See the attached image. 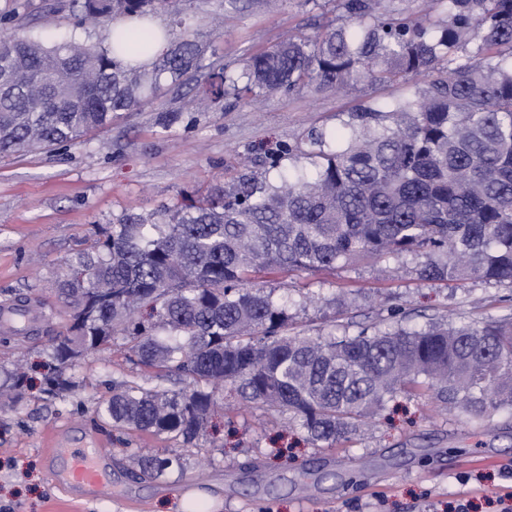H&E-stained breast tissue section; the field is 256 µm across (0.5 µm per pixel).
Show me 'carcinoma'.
I'll return each instance as SVG.
<instances>
[{"label": "carcinoma", "mask_w": 512, "mask_h": 512, "mask_svg": "<svg viewBox=\"0 0 512 512\" xmlns=\"http://www.w3.org/2000/svg\"><path fill=\"white\" fill-rule=\"evenodd\" d=\"M184 0H69L83 21L173 17ZM339 24L290 37L214 74L210 100L360 79L422 77L425 88L348 114L336 134L288 149L275 180L244 175L203 197L126 213L65 262L69 334L52 339L62 366L124 341L136 366L183 383L178 390L116 384L97 408L116 429L190 445L230 383L245 402L287 413L319 447L355 434L386 400L432 393L468 421L512 416V318L395 323L374 334L299 336L258 270L317 272L338 264L424 254V281L512 286V0H439L437 15L386 9L383 0H338ZM162 39L151 68L136 64ZM187 32L116 30L107 47L45 45L17 25L0 30V154L74 144L213 69ZM152 305L156 321L140 309ZM157 453L141 473L171 467Z\"/></svg>", "instance_id": "obj_1"}]
</instances>
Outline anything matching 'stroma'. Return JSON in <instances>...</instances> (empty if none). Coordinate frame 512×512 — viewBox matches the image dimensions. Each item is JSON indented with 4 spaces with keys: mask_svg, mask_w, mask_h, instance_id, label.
<instances>
[{
    "mask_svg": "<svg viewBox=\"0 0 512 512\" xmlns=\"http://www.w3.org/2000/svg\"><path fill=\"white\" fill-rule=\"evenodd\" d=\"M30 0L26 24L43 43L73 35L101 46L105 23L78 25ZM336 0H186L184 25L155 13L163 29H188L209 42L219 68L238 69L251 54L288 37L321 29L338 16ZM207 73L187 87H161L155 102L122 113L81 143L0 157V303L32 299L41 325L0 343V382L15 366L30 386L19 403L0 401V507L10 512H181L178 492L198 484L204 512H502L496 492L512 487V417L469 422L438 410L431 393L389 402L371 424L329 448H316L296 423L261 403L227 397L202 436L184 446L157 436L114 430L95 415L112 384L158 385L134 368L120 342L67 369L69 389L45 392L51 338L66 334L71 308L58 291L63 262L95 237L98 226L128 212L143 215L240 176H262L269 154L302 143L308 132H332L348 112L402 98L421 78L391 85L358 82L346 93L274 92L249 104L211 102ZM425 256L387 258L382 266L340 265L330 272L262 273L253 284L270 293L304 336L382 330L454 317L478 322L512 317V291L474 283L421 280ZM51 448H100L112 478L106 495L76 496L51 473ZM155 448L179 457L165 476L141 478L135 454ZM258 463L261 484L245 462Z\"/></svg>",
    "mask_w": 512,
    "mask_h": 512,
    "instance_id": "1",
    "label": "stroma"
}]
</instances>
